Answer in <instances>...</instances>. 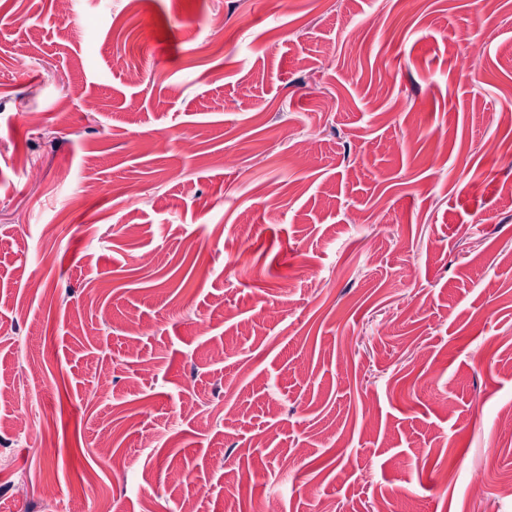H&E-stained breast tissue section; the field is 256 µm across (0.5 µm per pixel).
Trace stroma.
I'll return each mask as SVG.
<instances>
[{
  "mask_svg": "<svg viewBox=\"0 0 512 512\" xmlns=\"http://www.w3.org/2000/svg\"><path fill=\"white\" fill-rule=\"evenodd\" d=\"M510 107L512 0H0V512H512Z\"/></svg>",
  "mask_w": 512,
  "mask_h": 512,
  "instance_id": "stroma-1",
  "label": "stroma"
}]
</instances>
